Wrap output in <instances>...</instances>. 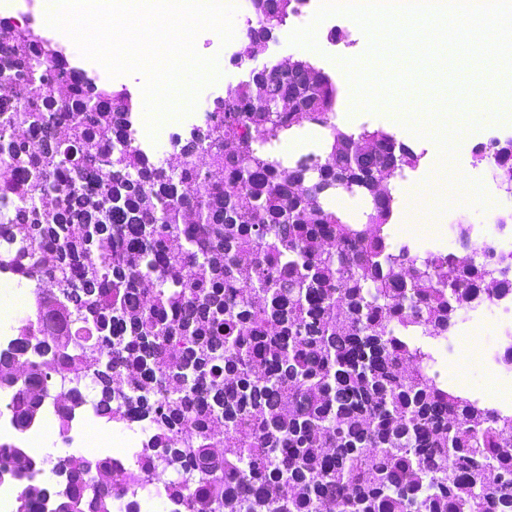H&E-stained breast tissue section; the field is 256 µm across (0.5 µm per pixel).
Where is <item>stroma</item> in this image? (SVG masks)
<instances>
[{
	"instance_id": "1",
	"label": "stroma",
	"mask_w": 512,
	"mask_h": 512,
	"mask_svg": "<svg viewBox=\"0 0 512 512\" xmlns=\"http://www.w3.org/2000/svg\"><path fill=\"white\" fill-rule=\"evenodd\" d=\"M9 21L18 26L32 25L42 36L58 44L66 56L70 67L86 72L95 77L99 85L126 87L133 99H140L142 75L130 74L109 77L106 70L98 63L81 55L73 41L66 34L50 28L43 20L37 0H0V20ZM311 21L309 14H295L288 18L285 25L277 31V38L261 53L258 64L273 65L288 57L311 60L318 68L328 74L336 85V125L347 132H360L362 129L382 128L393 133L398 140L409 145L421 159L412 168H404L401 176L393 182V213L389 221V242L392 246L409 245L413 252L425 254L426 240L440 236L449 224H490L494 221L493 207H478L468 204L456 190L450 189L435 198L425 196L424 190L435 173L439 150L432 139L420 138L406 130L398 120L396 112L385 110L372 112L352 110L351 86L339 66L340 60L353 59L365 54L369 40L358 24L349 18L340 19L336 27L343 36L332 42L326 38L325 26H318L316 32V49H308L290 44L291 33ZM279 153L295 160L303 155L317 158L326 155L325 131L321 127L306 123L298 127L282 142ZM422 193L418 206L424 218L421 231H414L409 224L411 211L405 200L410 193ZM447 352L437 353L436 369L441 380L447 381L449 388L464 395L481 399L483 404L500 410L512 409V378L499 380L493 374L484 372L475 363L478 350L492 344L493 336L478 335L460 339L458 334H451Z\"/></svg>"
}]
</instances>
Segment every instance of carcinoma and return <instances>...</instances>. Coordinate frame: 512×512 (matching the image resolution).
<instances>
[{
	"label": "carcinoma",
	"instance_id": "obj_1",
	"mask_svg": "<svg viewBox=\"0 0 512 512\" xmlns=\"http://www.w3.org/2000/svg\"><path fill=\"white\" fill-rule=\"evenodd\" d=\"M299 0H249L246 39L277 29ZM49 79L0 98L11 142L0 155V267L32 286L10 343L29 363L4 405L17 432L53 399L62 373L102 365L94 414L150 431L137 467L97 457L104 489L70 456L57 484L17 483L18 512H45L65 485L86 512L154 485V461L180 450L162 491L188 512H512V414L448 389L416 337L446 338L472 304L506 282L484 260L392 249V181L418 155L383 129L332 122L336 87L276 69L224 90L208 136L176 165L143 151L124 89L90 88L29 28L0 24V77ZM308 122L323 158L292 163L272 147ZM378 149L357 155L360 143ZM112 152L104 169L100 156ZM346 174L369 198L352 224L328 198ZM70 281L61 296L41 288ZM80 389L56 403L68 433ZM224 447L212 452V424Z\"/></svg>",
	"mask_w": 512,
	"mask_h": 512
}]
</instances>
